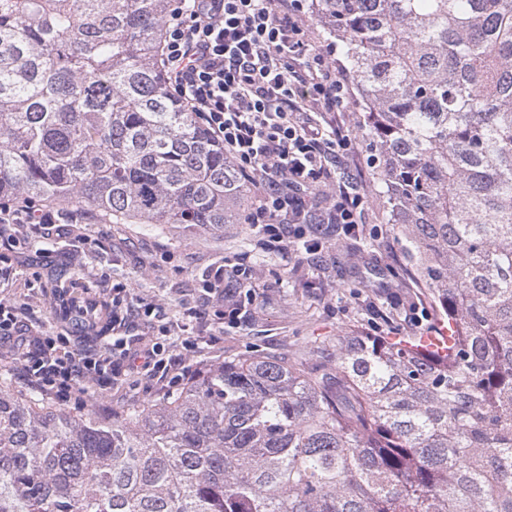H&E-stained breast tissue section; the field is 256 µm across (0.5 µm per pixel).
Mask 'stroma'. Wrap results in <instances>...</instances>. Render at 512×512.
<instances>
[{
  "mask_svg": "<svg viewBox=\"0 0 512 512\" xmlns=\"http://www.w3.org/2000/svg\"><path fill=\"white\" fill-rule=\"evenodd\" d=\"M356 136L354 164L369 183L368 218L358 235L332 240L317 259L263 249L247 224L225 225L223 233H191L179 224H113L95 217L81 244L82 270H74L72 242L22 237L9 258L20 279L33 282L28 301L52 317L57 300L81 298V271L104 272L134 294L161 304L169 320L184 322L197 307L210 267L223 266L225 286L248 268L253 297L238 327L206 347L213 362L245 352L282 355L291 350L332 347L337 337L378 333L412 338L430 322H410L414 309L434 311L389 222L385 187L374 179L370 139L362 112L351 113Z\"/></svg>",
  "mask_w": 512,
  "mask_h": 512,
  "instance_id": "obj_1",
  "label": "stroma"
}]
</instances>
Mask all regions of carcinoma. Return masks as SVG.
<instances>
[{
    "instance_id": "cac0c4a2",
    "label": "carcinoma",
    "mask_w": 512,
    "mask_h": 512,
    "mask_svg": "<svg viewBox=\"0 0 512 512\" xmlns=\"http://www.w3.org/2000/svg\"><path fill=\"white\" fill-rule=\"evenodd\" d=\"M171 0H0V197L237 224L248 186L167 89ZM365 107L444 356L242 355L112 420L0 379V512H512V0H314Z\"/></svg>"
}]
</instances>
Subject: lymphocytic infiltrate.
I'll use <instances>...</instances> for the list:
<instances>
[{"instance_id": "1", "label": "lymphocytic infiltrate", "mask_w": 512, "mask_h": 512, "mask_svg": "<svg viewBox=\"0 0 512 512\" xmlns=\"http://www.w3.org/2000/svg\"><path fill=\"white\" fill-rule=\"evenodd\" d=\"M303 0H173L162 62L171 92L224 147V156L257 196L244 217L259 243L287 252L289 238L322 251L305 224H331L345 235L366 221L368 185L351 168L355 137L341 116L349 111L353 80L334 46L309 38ZM84 214L56 213L21 199L0 201V247H15L14 225L66 238ZM207 323L212 341L237 327L238 309H225L223 267L209 273ZM100 294L112 297L111 342L72 347L68 336L32 327V308L18 304L16 280L0 267V367L54 403L111 402L113 381L147 378L165 395L200 371V337L170 340L160 304L132 298L128 286L100 275ZM159 317L153 335H136L141 318Z\"/></svg>"}]
</instances>
